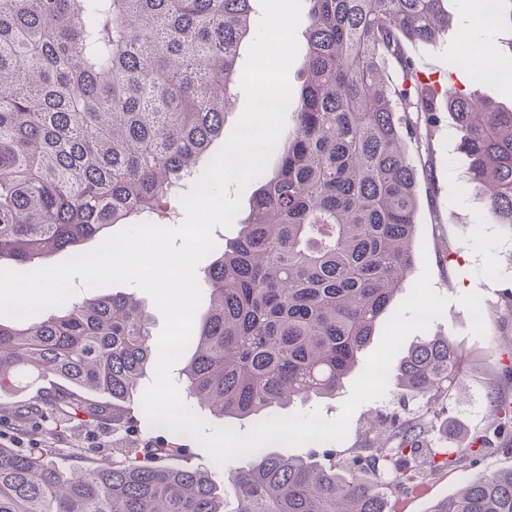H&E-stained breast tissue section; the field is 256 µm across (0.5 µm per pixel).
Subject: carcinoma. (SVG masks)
Wrapping results in <instances>:
<instances>
[{
  "label": "carcinoma",
  "instance_id": "1",
  "mask_svg": "<svg viewBox=\"0 0 512 512\" xmlns=\"http://www.w3.org/2000/svg\"><path fill=\"white\" fill-rule=\"evenodd\" d=\"M256 0H0V268L39 266L111 224L162 208L224 134L238 86L239 48ZM443 0H304V80L292 127L262 171L238 237L208 267L207 306L182 370L189 397L255 423L297 399L336 394L391 310L416 250L411 112L435 122L407 42L448 27ZM402 72L394 83L383 64ZM448 113L469 160L466 187L512 233V107L457 92ZM40 321L0 317V396L50 388L0 433V512H387L382 474L427 449L430 430L395 418L376 452L336 466L272 455L247 467L165 463L178 455L137 436L127 401L154 352L148 315L132 297L62 305ZM467 359L449 336L410 348L392 384L433 406L451 398ZM82 424L112 421L125 440L107 467L65 471L66 436L37 439L58 405ZM494 431L512 436V406L490 396ZM27 442L24 448L16 447ZM487 436L448 448L428 469L477 457ZM231 493H217L215 470ZM430 512H512V469L461 482Z\"/></svg>",
  "mask_w": 512,
  "mask_h": 512
}]
</instances>
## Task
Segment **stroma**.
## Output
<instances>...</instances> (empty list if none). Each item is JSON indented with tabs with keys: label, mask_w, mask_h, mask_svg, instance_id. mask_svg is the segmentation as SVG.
<instances>
[{
	"label": "stroma",
	"mask_w": 512,
	"mask_h": 512,
	"mask_svg": "<svg viewBox=\"0 0 512 512\" xmlns=\"http://www.w3.org/2000/svg\"><path fill=\"white\" fill-rule=\"evenodd\" d=\"M475 0H445L448 30L437 41L406 45L421 80L431 81L436 89L437 126L431 139L420 140L410 154L418 170L419 211L417 239L419 252L413 269L403 284L411 292L422 268H429L433 290L445 298L443 315L432 321L426 333H413L407 344H415L424 335L449 336L467 355L470 367L462 383L444 405L447 431H434L429 444L434 448H453L463 434L481 432L491 427L493 416L490 395L512 401V380L501 374V350L497 336L512 331V311L501 303L504 279H512V234L486 216L485 202L466 187V157L458 150V132L448 113V93L464 89L476 98L512 106V84L464 80L450 75L448 62L463 51L460 31L473 20ZM364 361H357L352 377L346 378L336 396L295 402L283 409V416L319 411L323 418L339 417L351 393L355 375L361 374ZM427 406L421 401H407L393 391L361 404L353 413L347 436L340 441L308 442L298 446L267 445L269 453L305 457L311 452L347 448L362 451L370 431H383L394 416L419 419ZM79 447L80 458L64 459L63 467L104 465L112 461V427L101 424L94 429L60 416ZM512 468V452L492 450L471 458L463 465L435 471L424 486L414 492L394 491L389 495L391 512H427L437 500L452 495L463 477H479Z\"/></svg>",
	"instance_id": "35a3bbf8"
}]
</instances>
